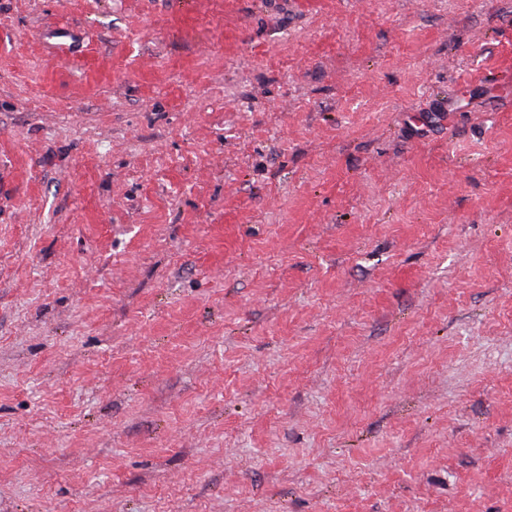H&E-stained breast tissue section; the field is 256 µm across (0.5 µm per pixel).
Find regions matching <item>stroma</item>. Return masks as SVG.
I'll use <instances>...</instances> for the list:
<instances>
[{"mask_svg": "<svg viewBox=\"0 0 512 512\" xmlns=\"http://www.w3.org/2000/svg\"><path fill=\"white\" fill-rule=\"evenodd\" d=\"M0 512H512V0H0Z\"/></svg>", "mask_w": 512, "mask_h": 512, "instance_id": "stroma-1", "label": "stroma"}]
</instances>
